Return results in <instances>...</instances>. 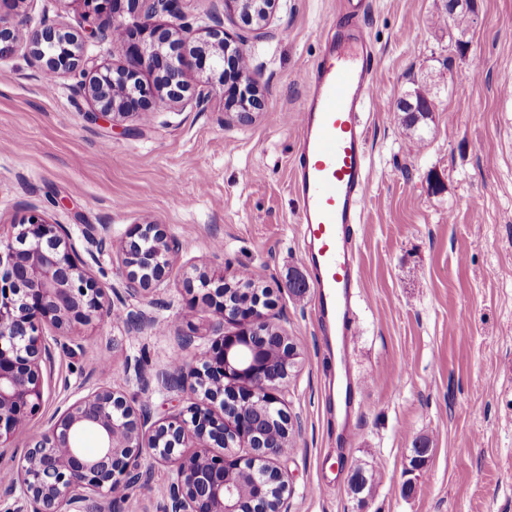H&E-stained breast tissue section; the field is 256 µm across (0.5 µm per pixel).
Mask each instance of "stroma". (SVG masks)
Here are the masks:
<instances>
[{
    "instance_id": "obj_1",
    "label": "stroma",
    "mask_w": 512,
    "mask_h": 512,
    "mask_svg": "<svg viewBox=\"0 0 512 512\" xmlns=\"http://www.w3.org/2000/svg\"><path fill=\"white\" fill-rule=\"evenodd\" d=\"M380 99L364 114L373 172L359 238L361 279L350 365L354 442L328 419V355L316 290L296 222L291 181L301 70L317 61L340 0H277L263 27L226 12L223 0H180L184 21L214 13L242 45L265 106L246 121L224 94L188 98L116 124L92 123L74 73L46 81L25 47L0 59V233L28 206L66 225L70 253L106 288L110 316L77 328L44 374V402L16 450L56 413L101 386L147 404L154 418L185 411L190 394L142 390L137 376L165 369L178 338L214 339V316L186 289L200 273L248 271L268 290L267 318L299 354L279 389L293 423L275 465L287 480L286 512H512V0H476L469 43L458 52L442 0H370ZM0 14L21 39L46 24L86 28L80 0H17ZM480 64L466 83L458 74ZM424 85L432 117L401 134L397 105ZM160 225L178 246L165 282L145 297L124 293L121 249L136 225ZM111 241L97 250L96 240ZM154 327L130 333L129 312ZM420 469L410 460L419 443ZM147 485L116 497L112 512H159L167 465L143 457ZM370 486L351 490L356 469ZM322 494L311 495L313 485Z\"/></svg>"
}]
</instances>
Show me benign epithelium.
<instances>
[{
    "label": "benign epithelium",
    "instance_id": "obj_1",
    "mask_svg": "<svg viewBox=\"0 0 512 512\" xmlns=\"http://www.w3.org/2000/svg\"><path fill=\"white\" fill-rule=\"evenodd\" d=\"M86 34L45 25L31 35L29 56L50 76L77 72V93L88 105L91 121L129 113L152 112L159 104L178 102L189 91L181 55L184 25L157 21L161 14L180 18L178 0H81ZM276 0H224L225 10L249 25L265 23ZM128 13L109 27L93 26L104 15ZM192 54L197 67L209 71L210 90L224 87V65L234 68L239 117L264 107L252 74L241 68L242 47L224 31L215 14L197 28ZM18 36L0 16V59L15 52ZM110 40L125 49V62L97 63L86 55L88 40ZM152 76L145 82L143 73ZM18 233L0 238V458L8 440L43 404V365L53 358L52 345L79 325L111 313L104 288L66 247L68 231L36 209L16 222ZM125 292L145 296L164 278L176 255L175 245L157 224L139 226L137 238L122 248ZM202 300L218 318L201 365L186 368L179 360L157 376L167 391L186 390L200 402L179 414L153 419L147 405L135 406L109 388L76 400L24 453L11 457L0 471V494L20 492L21 512H110L114 497L145 484L141 459L149 456L171 467L162 512H284L288 483L271 463L285 454L292 430L286 412L285 436L262 434L266 411L278 410L277 392L296 366L298 354L288 337L265 317L268 293L252 291L237 304L233 331H224L226 302L238 289L224 280L202 279ZM55 331L48 342L43 328ZM94 432L96 451L80 448L77 438ZM194 451H185L187 444ZM246 447L251 455L216 454V448Z\"/></svg>",
    "mask_w": 512,
    "mask_h": 512
}]
</instances>
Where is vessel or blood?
Wrapping results in <instances>:
<instances>
[{
	"mask_svg": "<svg viewBox=\"0 0 512 512\" xmlns=\"http://www.w3.org/2000/svg\"><path fill=\"white\" fill-rule=\"evenodd\" d=\"M341 3L335 35L313 70L302 73L307 90L299 110L292 193L308 242L316 311L343 363L353 325V290L360 283L353 227L362 221L370 188L362 114L378 96V78L364 23L368 0Z\"/></svg>",
	"mask_w": 512,
	"mask_h": 512,
	"instance_id": "vessel-or-blood-1",
	"label": "vessel or blood"
}]
</instances>
